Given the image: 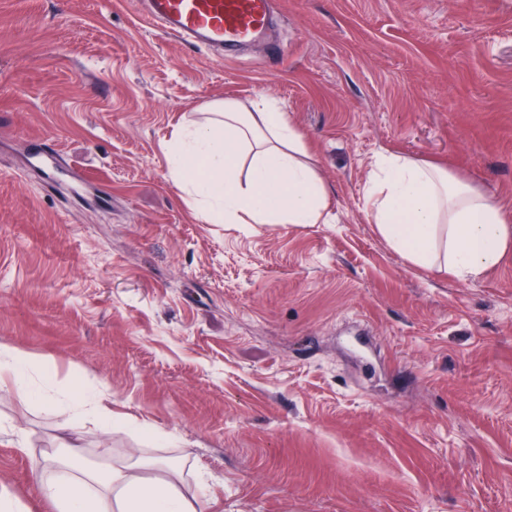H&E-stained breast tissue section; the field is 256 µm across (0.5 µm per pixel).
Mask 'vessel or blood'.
I'll return each mask as SVG.
<instances>
[{
  "mask_svg": "<svg viewBox=\"0 0 512 512\" xmlns=\"http://www.w3.org/2000/svg\"><path fill=\"white\" fill-rule=\"evenodd\" d=\"M273 0H141L147 17L183 43L225 48L259 38L269 24Z\"/></svg>",
  "mask_w": 512,
  "mask_h": 512,
  "instance_id": "1",
  "label": "vessel or blood"
}]
</instances>
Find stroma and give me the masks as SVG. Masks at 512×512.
<instances>
[{"label": "stroma", "instance_id": "stroma-1", "mask_svg": "<svg viewBox=\"0 0 512 512\" xmlns=\"http://www.w3.org/2000/svg\"><path fill=\"white\" fill-rule=\"evenodd\" d=\"M261 98L326 223H215L172 181L180 132ZM384 153L512 209V0H274L233 60L137 0H0V347L35 361L0 390V487L49 512L33 478L86 388L120 423L84 467L163 458L205 512H512V252L467 280L394 252Z\"/></svg>", "mask_w": 512, "mask_h": 512}]
</instances>
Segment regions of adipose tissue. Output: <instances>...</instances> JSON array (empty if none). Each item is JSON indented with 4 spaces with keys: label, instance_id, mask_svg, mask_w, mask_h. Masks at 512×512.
Segmentation results:
<instances>
[{
    "label": "adipose tissue",
    "instance_id": "adipose-tissue-1",
    "mask_svg": "<svg viewBox=\"0 0 512 512\" xmlns=\"http://www.w3.org/2000/svg\"><path fill=\"white\" fill-rule=\"evenodd\" d=\"M177 144L174 181L204 196L206 218L228 224L322 222L327 189L287 113L269 105L252 112L234 101L219 103ZM244 159L249 165L243 173ZM367 198L380 235L413 265L476 277L512 251V212L493 197L453 182L443 168L380 155L372 165ZM90 418L101 430L112 426L111 415L92 396L77 398L62 416L60 428L70 436L67 454L75 462ZM143 468L155 470V477L140 476ZM167 468L159 458L103 470L75 466L38 483L56 512H201L197 498L166 479Z\"/></svg>",
    "mask_w": 512,
    "mask_h": 512
}]
</instances>
